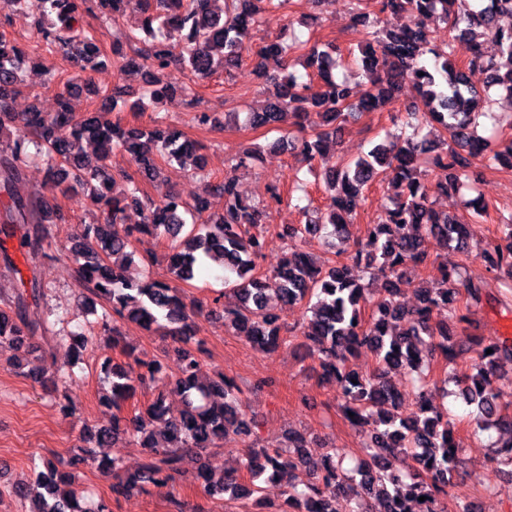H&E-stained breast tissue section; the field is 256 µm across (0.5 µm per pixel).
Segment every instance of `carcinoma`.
<instances>
[{
  "mask_svg": "<svg viewBox=\"0 0 512 512\" xmlns=\"http://www.w3.org/2000/svg\"><path fill=\"white\" fill-rule=\"evenodd\" d=\"M94 2L102 18L114 21L131 2L144 14L138 32L126 35L141 46L128 55L120 45L112 55L102 49L97 37L78 25L79 17ZM16 10L28 13L36 22L37 40L25 50L0 35V224L20 234L27 248L26 260L38 265L51 257L56 246L58 225L66 216L55 202L40 194L21 196L15 184L32 162L45 166L50 189L66 193L79 186L90 190L101 203L100 215L85 225L83 242L71 248V259L81 276L92 285L93 299L105 301L97 335L117 346L120 332L114 318L126 319L150 330L166 320L181 346L174 389L185 399L184 408L168 415L165 394L158 393L133 416L122 413L137 388L164 375V366L144 359L134 349H126V362L106 359L104 369L109 390L101 401L112 409L108 421L84 435V441L98 448L116 447L135 438L148 449L147 460L133 473L112 485V493L123 496L147 486L163 484L180 474L185 454L217 442L248 437L251 422L243 401L231 381L219 374L204 372V350L191 345L196 335L180 289L161 280H133L127 269L135 256L133 242L151 235L167 242L169 271L173 280L194 279L198 266L208 258L219 263L236 279L229 291L235 304L224 306L225 325L248 337L264 352L286 346L278 319L267 309L272 299L282 304H303L311 313L300 331L296 348L312 360V370L336 384L338 398L349 421L365 428L368 442L364 457L351 473L343 470L345 456L332 448L314 462L304 449L309 447L300 434H288V444L251 451L243 461L249 482L234 472L217 474L198 456L197 480L204 496L214 501L261 498L260 480L284 483L285 504L294 512H340V499L347 498L345 512H446L442 497L452 484L461 463L460 443L448 424V410L433 404L429 384L434 354L446 364L454 362L456 348L465 346L476 353L473 372L456 378L458 395L474 407L481 430L498 433L497 463L512 468V390L497 384L498 366L512 361V346L475 334L454 341L448 323L470 322L471 308L481 304L482 288L461 279L460 266L441 263V278L418 288L419 303L406 309L395 300L397 288L408 267L430 262L428 240H439L454 252L467 251L469 225L434 208L423 182L425 168L438 170V189L446 194L457 190L461 175L471 167L470 159L480 158L482 167L512 169V140L497 147L480 139L469 128L476 116L487 114L486 97L470 84L467 71L486 74L484 92L494 88L512 99V27L504 28L497 17L512 16V0H485L478 9H455L459 0H379V12L407 13L414 23L399 29L379 27L370 19L365 0H345L355 19L367 26L368 39L360 59L362 80L351 84L334 74L340 66L339 49L330 43L301 42L307 48L304 67L311 70L308 81L286 72L276 82L277 93L262 112L249 116L253 128H277L291 120L301 136L293 142L307 161L319 159L327 190L323 216L316 221L287 228L291 240L279 266L257 272L266 247L262 223L263 207L245 199L237 189L236 177L229 174L205 193L187 203L168 193L158 205L144 206L140 188L131 177L125 184L102 178V169L112 154L124 153L144 178L159 177V162L181 167L202 168L204 145L182 131L170 127L166 117L157 116L154 130L127 124L121 112L122 91L91 88L101 99V107L81 117L71 108L76 83L55 79L54 70L41 65L47 86L53 88L56 108L42 112L33 106L26 112L15 110L21 90L20 71L29 53L59 50L74 58L84 70L108 65L143 69L146 89L133 108L145 112L181 88L189 92L171 71L188 70L206 78L219 69L229 70L249 58L259 76L266 62L283 65L288 47L277 39L258 46L246 45L251 32L270 18L285 14L289 0H224V13L213 8L216 0H10ZM448 24L458 39L470 43L471 55L465 68L457 65L452 45L432 44L427 22ZM491 41L498 52L486 55L482 46ZM181 47L179 54L173 48ZM318 79L321 89L313 90ZM412 86L427 100L425 123L437 125L445 140L420 148L411 139L394 137L374 145L352 160L335 159L336 132L346 117L355 113L378 112L395 101L405 85ZM94 144L88 155L86 143ZM34 151H28V148ZM388 179L394 196L385 207V219L369 224L364 238L355 242L350 265L322 267L294 239L314 236L326 227L340 241L349 240L350 222L356 215L364 187L375 178ZM224 197V211L209 213V195ZM145 207L142 223H125V210ZM477 258L490 270L512 281V216L499 224V237L486 245ZM378 284L374 310L363 318L368 288L364 277ZM41 296V282L34 277L20 281L13 289L8 307L0 309V345L31 339L43 327L27 321V307ZM87 337L73 338L67 360L55 372L15 360L9 367L27 370L38 382L57 387L72 376ZM374 353L378 371L363 373L351 367L357 351ZM493 353L488 354L486 350ZM399 367L414 379L415 402L410 411L400 409L394 389L383 371ZM164 420L166 430L154 434L147 423ZM400 452L415 463L412 473L397 475L387 462ZM305 470L309 476L298 479ZM11 494L32 502V512H109L103 503L96 508L81 506L83 491L72 483L71 472L56 458L43 457L34 465L33 477L11 488ZM426 500L421 501L419 497Z\"/></svg>",
  "mask_w": 512,
  "mask_h": 512,
  "instance_id": "obj_1",
  "label": "carcinoma"
}]
</instances>
